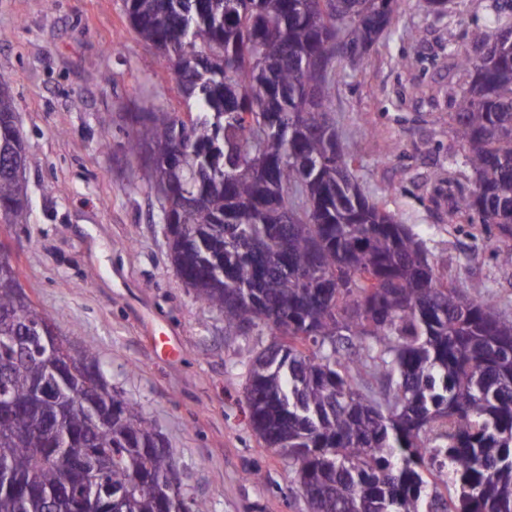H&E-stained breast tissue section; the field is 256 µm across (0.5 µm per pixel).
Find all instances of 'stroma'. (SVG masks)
Instances as JSON below:
<instances>
[{
	"label": "stroma",
	"mask_w": 512,
	"mask_h": 512,
	"mask_svg": "<svg viewBox=\"0 0 512 512\" xmlns=\"http://www.w3.org/2000/svg\"><path fill=\"white\" fill-rule=\"evenodd\" d=\"M490 5L452 0L439 20L424 0H397L367 68L337 79L332 115L362 192L422 239L440 275L512 316V266L498 258L512 235L449 213L470 185L448 125L466 81L456 61ZM407 55L415 67L401 66ZM0 77L18 106L30 205L28 223L0 220V242L37 307L71 350L98 347L106 380L162 433L208 512H307L245 396L247 364L274 337L226 335L220 312L195 300L126 149L124 115L143 101L187 110L168 57L138 42L123 0H0Z\"/></svg>",
	"instance_id": "1"
}]
</instances>
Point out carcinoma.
Instances as JSON below:
<instances>
[{"instance_id":"obj_1","label":"carcinoma","mask_w":512,"mask_h":512,"mask_svg":"<svg viewBox=\"0 0 512 512\" xmlns=\"http://www.w3.org/2000/svg\"><path fill=\"white\" fill-rule=\"evenodd\" d=\"M471 30L483 59L449 120L472 173L456 215L512 226V0ZM395 0H124L139 40L173 64L187 117L146 101L129 153L181 157L146 189L173 211L169 246L227 335L277 340L249 363L253 430L296 467L307 512H512V317L478 289L441 287L422 241L360 190L331 117L336 71L361 72ZM331 66L314 101L303 67ZM265 125L266 138L256 137ZM26 161L0 90V215L27 223ZM288 196V215L281 212ZM0 266V512H207L185 495L168 446L112 390L89 346L58 392L43 365L55 319ZM78 396L94 422L70 405ZM35 424L24 438L15 435ZM107 456L92 483L90 463ZM445 483L448 494L438 488Z\"/></svg>"}]
</instances>
